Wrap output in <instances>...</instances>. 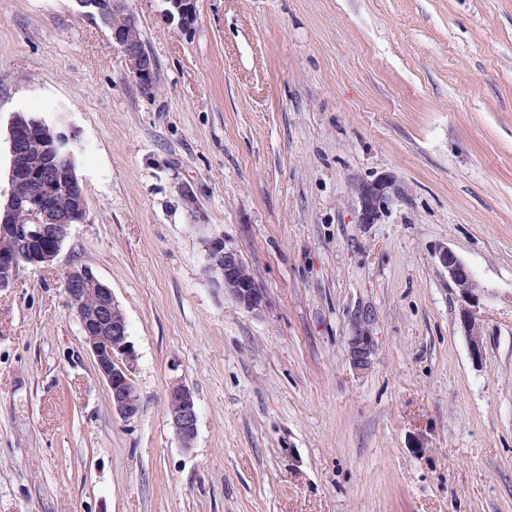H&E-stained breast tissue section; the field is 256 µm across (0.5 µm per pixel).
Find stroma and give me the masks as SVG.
Returning <instances> with one entry per match:
<instances>
[{
    "label": "stroma",
    "mask_w": 512,
    "mask_h": 512,
    "mask_svg": "<svg viewBox=\"0 0 512 512\" xmlns=\"http://www.w3.org/2000/svg\"><path fill=\"white\" fill-rule=\"evenodd\" d=\"M127 6L152 95L74 0H0V195L31 112L87 200L0 291V512H512V0H199L188 33ZM212 237L271 308L213 287ZM445 247L485 290L478 361ZM75 265L126 317L134 421L67 307ZM382 186L363 185L359 188V196L362 206V215L365 220H374L378 215ZM373 352V340L368 331H361L353 336L349 347V356L353 365L364 367ZM173 408L168 411L171 426L184 449H190L197 434V406L193 391L186 385L173 386L168 394Z\"/></svg>",
    "instance_id": "stroma-1"
}]
</instances>
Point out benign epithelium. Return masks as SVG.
I'll return each mask as SVG.
<instances>
[{"instance_id": "benign-epithelium-1", "label": "benign epithelium", "mask_w": 512, "mask_h": 512, "mask_svg": "<svg viewBox=\"0 0 512 512\" xmlns=\"http://www.w3.org/2000/svg\"><path fill=\"white\" fill-rule=\"evenodd\" d=\"M74 2L78 12L99 19L111 29L112 42L127 57L131 77L142 93L151 94L154 61L152 55L132 38L131 30L137 27L135 18L129 17L128 26L122 30L111 28L112 14L127 11L125 0ZM167 15L178 18L180 27L189 31L197 20V0H172ZM25 128L35 132V138L44 144L45 159L34 170L26 196L19 197L12 190L0 200V238L11 242L9 249L0 250V290L14 284L21 265H50L67 239L71 226L86 216V197L74 169L68 140L45 119L30 120L22 125L10 124V175L22 168L19 159L25 152ZM381 192L380 185L368 184L359 188L364 219L377 217ZM24 208L29 223H15L16 215ZM205 260L207 266L217 269V278L213 280L215 288L232 297L244 309L261 312L270 307L267 291L249 273L240 255L224 245V239L207 240ZM439 262L456 287L461 301L460 326L470 340L472 355L478 359L482 356V341L476 309L485 290L452 250L443 248ZM64 291L97 371L107 384L112 410L126 422L137 419L141 404L134 380L136 355L129 340L126 318L112 290L90 269L81 266L67 271ZM91 294L97 296V305L89 310L86 300ZM372 352L373 340L369 332L362 331L352 338L349 356L353 365L366 366ZM168 400L173 405L168 411L171 426L182 447L189 449L197 434L194 393L188 386L179 384L170 389Z\"/></svg>"}]
</instances>
